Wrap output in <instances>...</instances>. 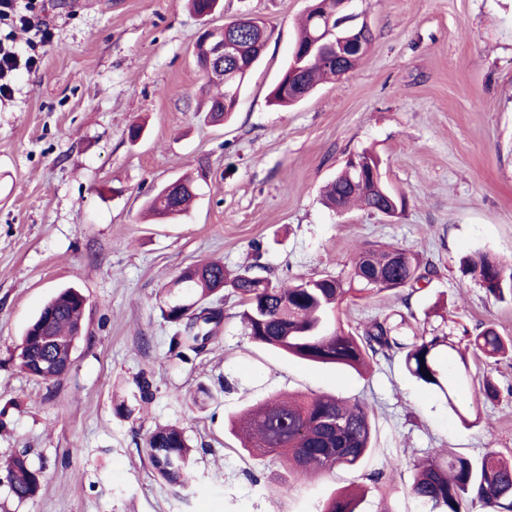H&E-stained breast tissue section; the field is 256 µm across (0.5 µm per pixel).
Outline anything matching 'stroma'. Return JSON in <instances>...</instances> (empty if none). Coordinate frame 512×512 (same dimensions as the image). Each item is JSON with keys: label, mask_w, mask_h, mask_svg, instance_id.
I'll use <instances>...</instances> for the list:
<instances>
[{"label": "stroma", "mask_w": 512, "mask_h": 512, "mask_svg": "<svg viewBox=\"0 0 512 512\" xmlns=\"http://www.w3.org/2000/svg\"><path fill=\"white\" fill-rule=\"evenodd\" d=\"M308 5L220 0L202 18L186 0H42L53 41L0 103V458L27 451L44 480L23 503L0 488V512H322L354 487L356 512H419L407 488L414 462L440 448L512 455V357L471 358L460 376L458 398L487 377L499 390L470 426L400 356L360 374L254 343L228 289L204 350L169 351L160 293L182 270L215 259L281 283L344 278L370 244L416 253L438 273L411 294L347 298L345 329L387 316L407 336L418 322L438 325V305L468 328L490 322L512 336V303L460 268L478 251L512 262V0H356L371 32L365 55L300 104L277 107L270 93ZM243 15L265 23L268 42L232 119L217 125L194 48L206 28ZM135 124L144 132L133 141ZM365 151L403 200L394 215L322 201ZM186 175L199 193L190 213L143 219L147 198ZM65 287L87 298L85 334L64 377L36 380L12 354ZM288 393L365 400L374 432L358 468L284 496L280 459L249 455L229 421ZM165 425L195 450L187 486L158 479L149 463L146 439Z\"/></svg>", "instance_id": "obj_1"}]
</instances>
